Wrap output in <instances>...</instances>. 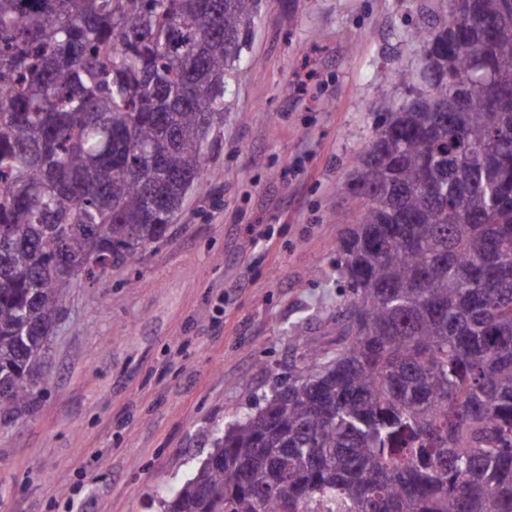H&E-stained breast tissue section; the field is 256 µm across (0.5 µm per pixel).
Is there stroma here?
Instances as JSON below:
<instances>
[{
  "mask_svg": "<svg viewBox=\"0 0 512 512\" xmlns=\"http://www.w3.org/2000/svg\"><path fill=\"white\" fill-rule=\"evenodd\" d=\"M448 0H260L206 176L131 266L74 280L35 404L0 425V512H162L305 344L336 348L347 186Z\"/></svg>",
  "mask_w": 512,
  "mask_h": 512,
  "instance_id": "stroma-1",
  "label": "stroma"
}]
</instances>
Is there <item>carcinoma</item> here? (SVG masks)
I'll use <instances>...</instances> for the list:
<instances>
[{"instance_id": "cac0c4a2", "label": "carcinoma", "mask_w": 512, "mask_h": 512, "mask_svg": "<svg viewBox=\"0 0 512 512\" xmlns=\"http://www.w3.org/2000/svg\"><path fill=\"white\" fill-rule=\"evenodd\" d=\"M259 0H0V420L72 281L161 243ZM418 30L340 239L336 351L233 415L164 512H512V0Z\"/></svg>"}]
</instances>
